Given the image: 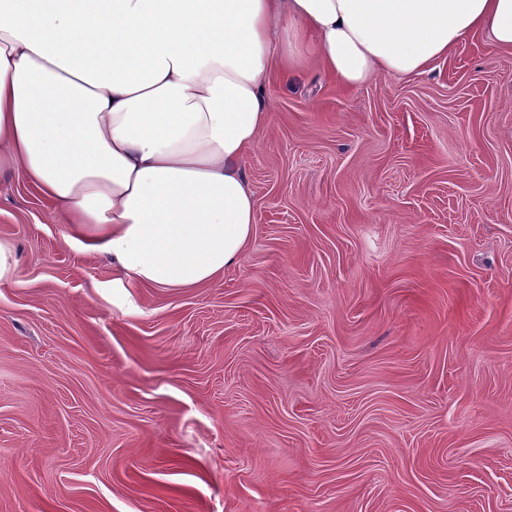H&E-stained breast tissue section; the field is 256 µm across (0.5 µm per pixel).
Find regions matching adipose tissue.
I'll use <instances>...</instances> for the list:
<instances>
[{
	"label": "adipose tissue",
	"instance_id": "1",
	"mask_svg": "<svg viewBox=\"0 0 512 512\" xmlns=\"http://www.w3.org/2000/svg\"><path fill=\"white\" fill-rule=\"evenodd\" d=\"M479 34L512 49V0H0V165L115 287L213 285L252 237L244 159L299 41L353 88Z\"/></svg>",
	"mask_w": 512,
	"mask_h": 512
}]
</instances>
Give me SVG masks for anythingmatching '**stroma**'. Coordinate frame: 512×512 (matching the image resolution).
<instances>
[{
	"mask_svg": "<svg viewBox=\"0 0 512 512\" xmlns=\"http://www.w3.org/2000/svg\"><path fill=\"white\" fill-rule=\"evenodd\" d=\"M267 96L212 286L113 287L0 171V512H512V52ZM17 266V256L13 245L0 240V286L12 282Z\"/></svg>",
	"mask_w": 512,
	"mask_h": 512,
	"instance_id": "35a3bbf8",
	"label": "stroma"
}]
</instances>
